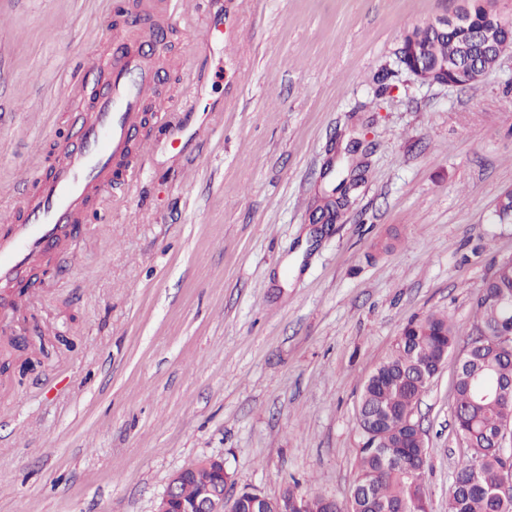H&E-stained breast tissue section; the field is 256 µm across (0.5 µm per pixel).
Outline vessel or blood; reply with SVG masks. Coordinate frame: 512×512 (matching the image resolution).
<instances>
[{
  "instance_id": "b4317fda",
  "label": "vessel or blood",
  "mask_w": 512,
  "mask_h": 512,
  "mask_svg": "<svg viewBox=\"0 0 512 512\" xmlns=\"http://www.w3.org/2000/svg\"><path fill=\"white\" fill-rule=\"evenodd\" d=\"M194 0H137L138 16L151 18L138 39L116 37L112 53L97 46L83 50L84 80L70 89L81 97L89 77L104 83L90 101L76 140L66 143L61 157L45 175L28 184L20 201L0 209V282L11 283L51 248L70 236L90 204L116 190L114 174L129 169L133 156L149 157L153 144L139 134L145 107L155 99L158 62L151 45L158 31L173 20L190 17Z\"/></svg>"
}]
</instances>
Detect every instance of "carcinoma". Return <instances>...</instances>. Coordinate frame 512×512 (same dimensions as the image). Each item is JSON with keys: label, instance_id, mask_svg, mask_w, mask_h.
Instances as JSON below:
<instances>
[{"label": "carcinoma", "instance_id": "obj_1", "mask_svg": "<svg viewBox=\"0 0 512 512\" xmlns=\"http://www.w3.org/2000/svg\"><path fill=\"white\" fill-rule=\"evenodd\" d=\"M412 38L426 64L468 62L462 32L424 23L413 29ZM509 49L512 24L500 30L487 56L497 58ZM355 185L342 180L337 186L341 196L326 200L318 211L329 215L347 205V194ZM475 336L480 337V346L472 351L469 364L457 371L454 385V425L467 453L453 477L448 512H512V497L498 495L504 480L512 477V452L487 438L501 428L512 429L511 258L496 265L476 298L468 340ZM457 343L458 331L442 313H430L403 328L395 349L363 385L357 417L363 442L349 500L310 496L300 512H429L423 485L427 441L416 436L405 419L418 392L411 375ZM208 480H213L212 474L199 472L183 485V498L191 500L199 484Z\"/></svg>", "mask_w": 512, "mask_h": 512}]
</instances>
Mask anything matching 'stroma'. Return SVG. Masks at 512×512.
<instances>
[{"label":"stroma","instance_id":"obj_1","mask_svg":"<svg viewBox=\"0 0 512 512\" xmlns=\"http://www.w3.org/2000/svg\"><path fill=\"white\" fill-rule=\"evenodd\" d=\"M113 0H0V208L72 137L81 51ZM153 52L154 150L128 194L75 225L32 288L0 308V353L67 346L0 375V512H154L170 475L223 458L236 488L289 485L346 500L365 380L432 311L461 333L512 224V50L479 84L420 83L405 33L462 0H200ZM218 16L203 81L194 30ZM332 223L311 220L352 164ZM456 355L423 394V482L448 512L465 446L452 418Z\"/></svg>","mask_w":512,"mask_h":512}]
</instances>
